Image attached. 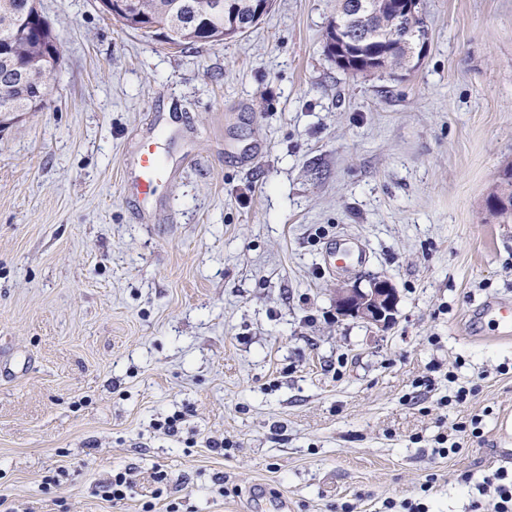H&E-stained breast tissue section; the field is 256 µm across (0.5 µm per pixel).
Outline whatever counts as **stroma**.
<instances>
[{"mask_svg": "<svg viewBox=\"0 0 512 512\" xmlns=\"http://www.w3.org/2000/svg\"><path fill=\"white\" fill-rule=\"evenodd\" d=\"M40 6L55 81L0 117V499L385 512L433 476V512H471L461 475L512 473V339L470 320L512 302V223L485 204L512 164V0H421L407 74L339 69L333 0H274L247 36L186 49L100 0ZM153 138L169 179L143 204ZM345 236L368 262L324 272ZM373 277L399 293L384 331L336 313L339 283ZM450 369L475 392L442 409ZM473 415L482 437L434 455ZM165 175L155 143L143 142L137 154L136 174L131 186L132 193L142 202L154 198Z\"/></svg>", "mask_w": 512, "mask_h": 512, "instance_id": "obj_1", "label": "stroma"}]
</instances>
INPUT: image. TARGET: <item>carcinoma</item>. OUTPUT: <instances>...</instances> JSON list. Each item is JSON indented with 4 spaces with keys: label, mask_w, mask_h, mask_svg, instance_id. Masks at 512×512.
I'll use <instances>...</instances> for the list:
<instances>
[{
    "label": "carcinoma",
    "mask_w": 512,
    "mask_h": 512,
    "mask_svg": "<svg viewBox=\"0 0 512 512\" xmlns=\"http://www.w3.org/2000/svg\"><path fill=\"white\" fill-rule=\"evenodd\" d=\"M132 13L116 19L127 29L141 31L150 24L176 34L183 47L198 43L219 44L224 41V23L234 19L242 37L257 25L254 21L256 0H234L235 13L224 12V0H133ZM375 0H335L334 11L326 33V44L360 39L356 56L343 70L352 73L378 72L383 58L392 70H402L409 58L420 51L421 38L427 26L421 15H410L400 9V0H391V8L383 13L374 9ZM32 0H0V114L36 112V91L51 87L56 68L34 63L56 49L52 38L39 32L25 19L31 14ZM512 201V166L500 175L487 197L494 213L511 217L512 213L497 208L502 200Z\"/></svg>",
    "instance_id": "1"
}]
</instances>
